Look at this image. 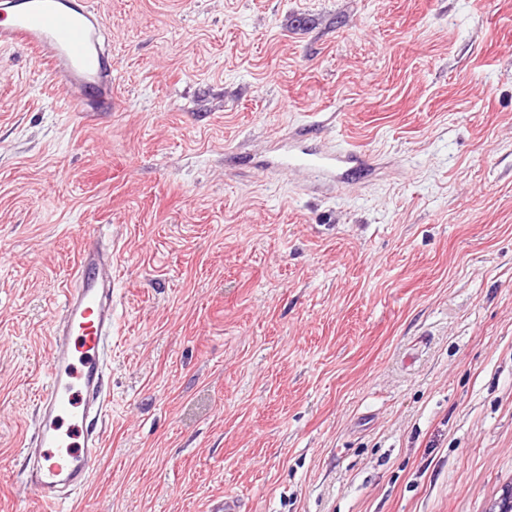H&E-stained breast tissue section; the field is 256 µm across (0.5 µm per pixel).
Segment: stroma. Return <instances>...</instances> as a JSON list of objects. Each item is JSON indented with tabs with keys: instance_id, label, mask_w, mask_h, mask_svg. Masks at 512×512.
<instances>
[{
	"instance_id": "obj_1",
	"label": "stroma",
	"mask_w": 512,
	"mask_h": 512,
	"mask_svg": "<svg viewBox=\"0 0 512 512\" xmlns=\"http://www.w3.org/2000/svg\"><path fill=\"white\" fill-rule=\"evenodd\" d=\"M112 107L0 46V512L85 230L105 446L72 512H489L512 487V0H93ZM353 144L336 183L278 164Z\"/></svg>"
}]
</instances>
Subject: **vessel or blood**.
<instances>
[{"instance_id": "1", "label": "vessel or blood", "mask_w": 512, "mask_h": 512, "mask_svg": "<svg viewBox=\"0 0 512 512\" xmlns=\"http://www.w3.org/2000/svg\"><path fill=\"white\" fill-rule=\"evenodd\" d=\"M104 27L90 0H0V45H23L45 58L67 88L92 101L112 93ZM359 148L314 152L304 168H367ZM112 345V254L100 236L86 233L77 268L52 321L47 382L37 402V423L27 443V483L41 512H62L66 494L86 486L104 446L105 367Z\"/></svg>"}]
</instances>
